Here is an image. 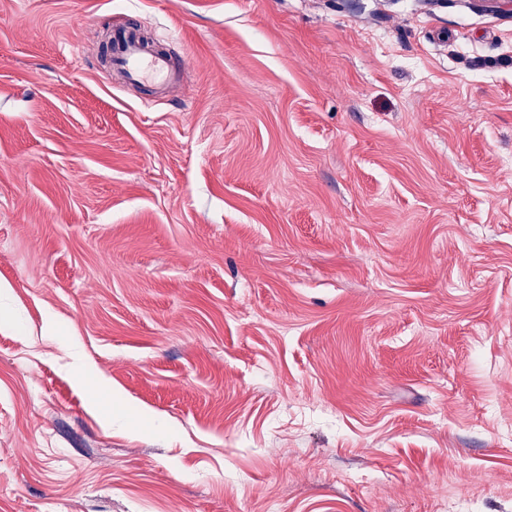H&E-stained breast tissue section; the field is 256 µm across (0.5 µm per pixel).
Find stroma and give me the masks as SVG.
<instances>
[{
    "instance_id": "1",
    "label": "stroma",
    "mask_w": 512,
    "mask_h": 512,
    "mask_svg": "<svg viewBox=\"0 0 512 512\" xmlns=\"http://www.w3.org/2000/svg\"><path fill=\"white\" fill-rule=\"evenodd\" d=\"M1 282L0 512H512V13L0 0ZM108 47L112 68L133 81L167 87L187 69L185 58L175 62L165 52L151 50L134 22L123 28L111 29Z\"/></svg>"
}]
</instances>
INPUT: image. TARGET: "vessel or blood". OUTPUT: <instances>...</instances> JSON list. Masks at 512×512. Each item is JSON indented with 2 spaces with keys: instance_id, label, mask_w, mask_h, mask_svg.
Wrapping results in <instances>:
<instances>
[{
  "instance_id": "vessel-or-blood-1",
  "label": "vessel or blood",
  "mask_w": 512,
  "mask_h": 512,
  "mask_svg": "<svg viewBox=\"0 0 512 512\" xmlns=\"http://www.w3.org/2000/svg\"><path fill=\"white\" fill-rule=\"evenodd\" d=\"M108 47L112 68L134 81L166 87L187 68L186 60L176 61L165 52L150 49L134 23L111 30Z\"/></svg>"
}]
</instances>
